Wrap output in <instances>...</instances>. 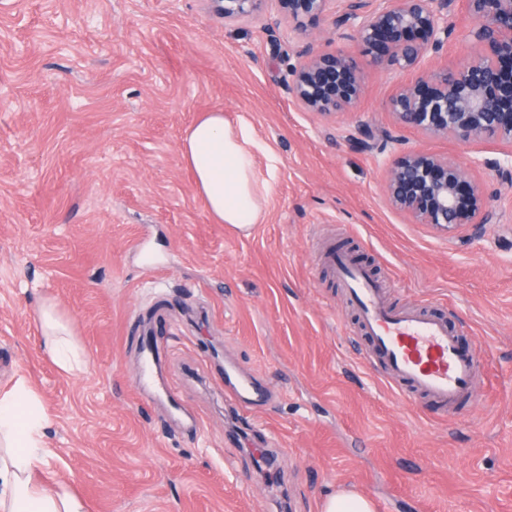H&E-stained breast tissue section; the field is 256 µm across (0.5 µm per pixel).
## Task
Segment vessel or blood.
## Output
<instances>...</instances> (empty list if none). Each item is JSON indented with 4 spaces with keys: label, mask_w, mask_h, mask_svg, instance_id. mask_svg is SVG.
<instances>
[{
    "label": "vessel or blood",
    "mask_w": 512,
    "mask_h": 512,
    "mask_svg": "<svg viewBox=\"0 0 512 512\" xmlns=\"http://www.w3.org/2000/svg\"><path fill=\"white\" fill-rule=\"evenodd\" d=\"M327 260L357 305L373 354L391 386L423 394L442 408L458 405L471 394L480 360L446 320L418 308L393 306L381 285L346 256L332 253Z\"/></svg>",
    "instance_id": "b4317fda"
}]
</instances>
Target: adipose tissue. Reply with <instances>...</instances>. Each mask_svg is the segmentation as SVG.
Here are the masks:
<instances>
[{"mask_svg":"<svg viewBox=\"0 0 512 512\" xmlns=\"http://www.w3.org/2000/svg\"><path fill=\"white\" fill-rule=\"evenodd\" d=\"M180 152L213 223L234 228L259 223L267 185L258 183L252 143L223 111L205 112L182 139ZM45 351L65 372L81 369L84 352L54 303L37 312ZM51 418L26 378L0 393V512H86L82 498L64 483L44 484L38 465Z\"/></svg>","mask_w":512,"mask_h":512,"instance_id":"adipose-tissue-1","label":"adipose tissue"}]
</instances>
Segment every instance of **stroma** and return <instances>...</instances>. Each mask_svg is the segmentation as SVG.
Instances as JSON below:
<instances>
[{"mask_svg":"<svg viewBox=\"0 0 512 512\" xmlns=\"http://www.w3.org/2000/svg\"><path fill=\"white\" fill-rule=\"evenodd\" d=\"M450 20L425 67L476 53L463 0ZM358 61L359 105L321 115L288 92L301 57L275 5L228 23L211 0H0V389L40 393V467L87 512H320L344 487L376 512H512V148L398 124L387 104L419 70ZM212 110L270 184L247 237L209 219L181 158ZM408 148L475 167L492 223L443 233L394 209L386 169ZM330 247L466 333L470 398L447 411L380 379ZM48 300L80 372L44 350ZM228 366L265 399L234 400Z\"/></svg>","mask_w":512,"mask_h":512,"instance_id":"stroma-1","label":"stroma"}]
</instances>
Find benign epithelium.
<instances>
[{"label": "benign epithelium", "mask_w": 512, "mask_h": 512, "mask_svg": "<svg viewBox=\"0 0 512 512\" xmlns=\"http://www.w3.org/2000/svg\"><path fill=\"white\" fill-rule=\"evenodd\" d=\"M293 24L303 43L304 63L288 92L306 111H347L360 99L364 76L356 60L342 51L315 46L312 31L322 17L334 16L350 30L373 67L404 70L448 42L451 0H212L224 21L261 13L269 2ZM468 36L480 52L453 69L428 70L389 102L402 125L446 135L462 143L494 140L512 148V0H466ZM388 202L419 224L450 232L462 224H488L489 200L473 173L448 158L410 150L388 168Z\"/></svg>", "instance_id": "benign-epithelium-1"}]
</instances>
